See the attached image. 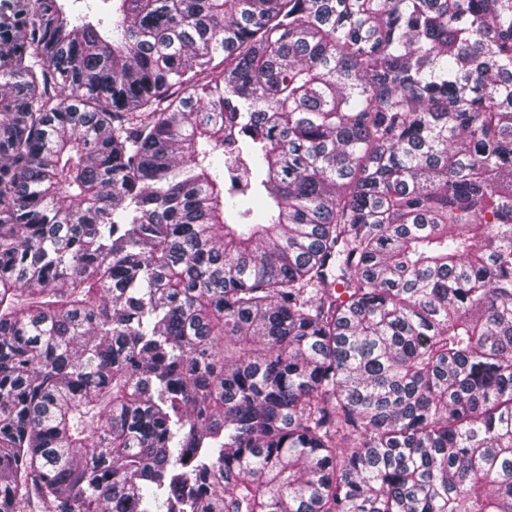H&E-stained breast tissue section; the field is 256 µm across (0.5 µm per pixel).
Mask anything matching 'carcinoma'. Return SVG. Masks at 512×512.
<instances>
[{
    "label": "carcinoma",
    "mask_w": 512,
    "mask_h": 512,
    "mask_svg": "<svg viewBox=\"0 0 512 512\" xmlns=\"http://www.w3.org/2000/svg\"><path fill=\"white\" fill-rule=\"evenodd\" d=\"M9 0L0 512H512V0Z\"/></svg>",
    "instance_id": "obj_1"
}]
</instances>
